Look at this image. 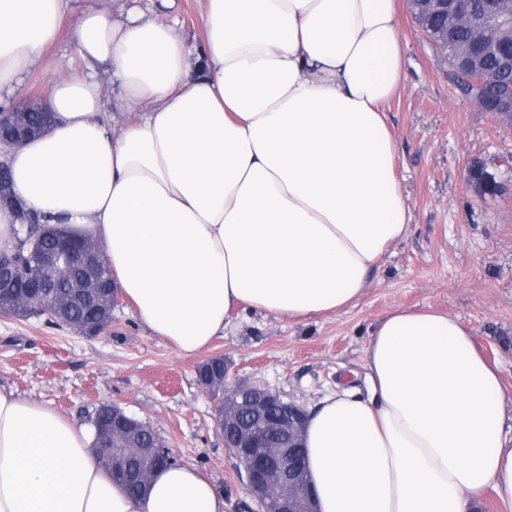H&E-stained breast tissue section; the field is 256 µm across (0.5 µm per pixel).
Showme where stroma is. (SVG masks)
I'll list each match as a JSON object with an SVG mask.
<instances>
[{"label":"stroma","instance_id":"obj_1","mask_svg":"<svg viewBox=\"0 0 512 512\" xmlns=\"http://www.w3.org/2000/svg\"><path fill=\"white\" fill-rule=\"evenodd\" d=\"M90 0H69L45 65L14 97L22 102L80 64L74 29ZM173 23L186 41L203 37L201 0H109ZM404 47L401 84L387 105L397 147L395 175L410 211L404 239L389 247L352 306L290 320L238 309L222 337L195 356L179 355L118 298L112 327L95 338L46 318L0 315V385L80 425L100 404H117L148 424L176 461L198 467L224 497L225 512H248L252 498L215 426V403L197 368L221 357L231 382L268 387L312 406L327 393L367 392L364 351L373 326L398 307L448 312L468 325L512 394V125L482 110L457 84L447 55L398 9ZM487 161L500 193H478L468 168Z\"/></svg>","mask_w":512,"mask_h":512}]
</instances>
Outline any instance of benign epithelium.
<instances>
[{
    "label": "benign epithelium",
    "instance_id": "obj_1",
    "mask_svg": "<svg viewBox=\"0 0 512 512\" xmlns=\"http://www.w3.org/2000/svg\"><path fill=\"white\" fill-rule=\"evenodd\" d=\"M407 9L416 20L447 14L456 24L470 23V15L461 3L453 13H448V0H407ZM497 16L495 27L479 32L477 38L501 51L512 50L509 0L499 2ZM27 112L44 113L45 124L31 125L25 116ZM51 121L47 95L31 96L9 110L0 111V145L18 146L43 133ZM488 180L486 163L469 167L467 182L476 189H483ZM105 264L103 248L92 239L82 240L78 247L61 240L57 249L39 255L32 265L15 264L0 253V314L14 316L28 310H49L61 315L67 300L53 291L47 274L66 275L76 269L90 275ZM21 279L35 292H17L14 285ZM80 288L101 316L111 320L115 294L97 293L93 284H82ZM229 376L230 367L226 364L224 373L210 379L205 390L220 405L216 428L224 437V447L242 464L241 478L260 512H315L303 456L306 408L284 400L279 393L265 387L231 385ZM140 426V421L112 405V426L97 429L94 453L102 465L112 469V477L124 481L126 473L122 466L127 459L124 451L136 449L135 455L140 459L137 482L144 489L167 458V451L160 447H139L135 435Z\"/></svg>",
    "mask_w": 512,
    "mask_h": 512
}]
</instances>
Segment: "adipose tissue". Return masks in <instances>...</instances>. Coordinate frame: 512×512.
<instances>
[{"label": "adipose tissue", "instance_id": "ef3b65f1", "mask_svg": "<svg viewBox=\"0 0 512 512\" xmlns=\"http://www.w3.org/2000/svg\"><path fill=\"white\" fill-rule=\"evenodd\" d=\"M68 0H0V104L42 64ZM79 69L50 90L41 137L15 148V195L41 223L103 246L138 319L189 357L245 306L337 312L408 231L385 103L404 50L395 0H205V36L91 0ZM127 120L113 130L94 64ZM369 398L308 411L318 512H512L500 374L458 318L396 308L365 349ZM85 427L0 389V512H224L194 465L145 495L113 483Z\"/></svg>", "mask_w": 512, "mask_h": 512}]
</instances>
